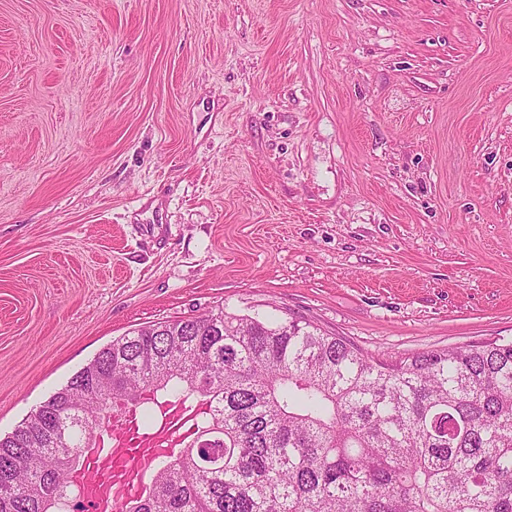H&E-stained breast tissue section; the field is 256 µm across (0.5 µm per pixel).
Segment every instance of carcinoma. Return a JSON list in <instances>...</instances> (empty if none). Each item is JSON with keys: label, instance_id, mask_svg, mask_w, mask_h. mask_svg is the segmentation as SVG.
Here are the masks:
<instances>
[{"label": "carcinoma", "instance_id": "cac0c4a2", "mask_svg": "<svg viewBox=\"0 0 512 512\" xmlns=\"http://www.w3.org/2000/svg\"><path fill=\"white\" fill-rule=\"evenodd\" d=\"M116 402L195 425L118 512H512V339L387 363L298 319L140 327L0 436V512H62Z\"/></svg>", "mask_w": 512, "mask_h": 512}]
</instances>
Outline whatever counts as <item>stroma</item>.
Returning <instances> with one entry per match:
<instances>
[{
    "label": "stroma",
    "mask_w": 512,
    "mask_h": 512,
    "mask_svg": "<svg viewBox=\"0 0 512 512\" xmlns=\"http://www.w3.org/2000/svg\"><path fill=\"white\" fill-rule=\"evenodd\" d=\"M220 308L512 337V0H0V434Z\"/></svg>",
    "instance_id": "35a3bbf8"
}]
</instances>
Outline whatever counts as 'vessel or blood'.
Instances as JSON below:
<instances>
[{
    "instance_id": "obj_1",
    "label": "vessel or blood",
    "mask_w": 512,
    "mask_h": 512,
    "mask_svg": "<svg viewBox=\"0 0 512 512\" xmlns=\"http://www.w3.org/2000/svg\"><path fill=\"white\" fill-rule=\"evenodd\" d=\"M129 419V413L122 409L112 412V422L123 437L122 447L88 451L87 465L98 475L96 485L107 492L106 497L86 500L88 512H115L117 504L136 490L137 473L152 468L167 455L161 438L134 433Z\"/></svg>"
}]
</instances>
